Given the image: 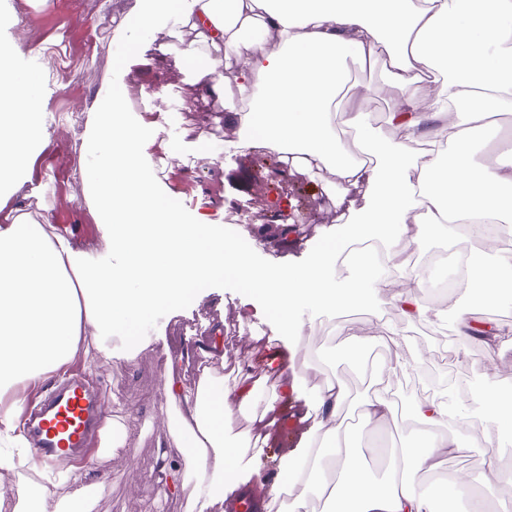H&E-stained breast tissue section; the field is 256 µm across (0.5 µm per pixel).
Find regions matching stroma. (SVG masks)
I'll list each match as a JSON object with an SVG mask.
<instances>
[{
    "label": "stroma",
    "instance_id": "stroma-1",
    "mask_svg": "<svg viewBox=\"0 0 512 512\" xmlns=\"http://www.w3.org/2000/svg\"><path fill=\"white\" fill-rule=\"evenodd\" d=\"M8 10L14 20L0 25V37L8 35L23 47L39 48V87L45 110L54 120L49 147L33 153L25 171L28 197L10 199L0 207V225L12 223L19 212L34 214L47 207L55 227L72 232L78 240L82 262L107 260L86 191L90 159L83 142L86 109L110 79L128 100L127 119L139 124L145 139L154 143L150 176L165 198H177L176 209L185 218L222 213L225 241L234 242L239 234L251 238L253 264L268 270L304 265L325 251L328 242H336L335 253L326 256V272L332 283L349 280L344 255L351 246L338 202L347 198L360 212L370 207V199L342 193L330 170L292 169L262 150L232 147L224 136L228 124L223 103L194 83L183 63L185 43L171 38L158 42L140 32L136 0H0V14ZM348 72L352 87L335 108L336 129L345 147L353 148L354 142L344 115L355 109L367 112L375 128L392 136L387 119L396 91L386 71L352 62ZM156 85L168 104L158 118L147 102L150 87ZM203 128L209 139L201 143L196 134ZM279 207L299 224L298 234L280 236V225L272 217ZM418 295L444 310V317L411 322L399 308H379L370 299L340 311L305 302L298 306L293 326L285 328L266 316L262 301L232 275L209 280L206 288L141 319L138 340L146 348L134 363H104L84 356L71 362V369L91 373L100 383L106 405L120 404L129 413V435L115 448L97 443L88 466L65 463L42 477L56 486L92 485V512H146L155 500L159 512H191L199 491L195 478L177 477L168 497H157L164 467L181 466L170 432L176 411L166 398L165 382L171 371L195 380L206 369L223 375L229 387L247 375L260 378L264 388L257 395V407L273 400L279 403L280 424L258 454L243 460L240 471L241 479L271 494L281 483L282 463L306 450L307 434L320 417L317 388L338 383L354 400L368 387L369 372L349 357L347 333L340 331L344 324L366 345L370 357L403 348L416 355L419 367L427 372L442 377L471 372L474 389L497 395L512 389V345L488 347L458 330L462 319L512 329V300L474 304L465 287L441 295L424 287ZM212 339L224 351L223 362L208 360L203 367H194L192 353ZM171 355L178 358L172 367L167 364ZM274 357L283 377L270 373L268 363ZM387 384L397 397L396 423L380 425L373 438L359 421L344 427L347 445L379 481L387 471L380 447H409L413 424L408 412L430 397L428 386L409 375L388 379ZM465 431L477 438V445L456 449L437 469L420 470L424 485L448 486L461 479L479 489L497 479L500 460L512 451V433L477 417L469 419ZM164 452L169 455L165 462L160 459Z\"/></svg>",
    "mask_w": 512,
    "mask_h": 512
}]
</instances>
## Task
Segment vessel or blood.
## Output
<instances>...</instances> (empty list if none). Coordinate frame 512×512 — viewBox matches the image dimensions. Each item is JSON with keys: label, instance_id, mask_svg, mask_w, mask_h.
<instances>
[{"label": "vessel or blood", "instance_id": "obj_1", "mask_svg": "<svg viewBox=\"0 0 512 512\" xmlns=\"http://www.w3.org/2000/svg\"><path fill=\"white\" fill-rule=\"evenodd\" d=\"M105 416L100 391L80 377L59 382L26 418V430L38 465L89 458Z\"/></svg>", "mask_w": 512, "mask_h": 512}]
</instances>
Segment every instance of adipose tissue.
<instances>
[{
	"instance_id": "adipose-tissue-1",
	"label": "adipose tissue",
	"mask_w": 512,
	"mask_h": 512,
	"mask_svg": "<svg viewBox=\"0 0 512 512\" xmlns=\"http://www.w3.org/2000/svg\"><path fill=\"white\" fill-rule=\"evenodd\" d=\"M143 30L189 35L184 52L197 84L224 102L239 130L240 148H262L284 164L304 170L326 168L347 189L372 198L371 209L351 215V241L381 240L384 257L360 251L350 259L354 276L331 285L324 257L281 271L254 268L245 253L225 244L209 217L190 222L169 208L146 173L151 142L125 119V96L104 83L90 108L85 146L105 144L87 176L89 198L104 238L118 261L84 264L73 237L50 230L49 213L18 214L0 226V393L13 391L0 407V469L12 464L11 446L23 438L16 417L34 385L75 359L133 362V348L114 349L116 332L132 333L146 312L176 302L200 281L234 274L259 296L283 325L295 305L308 299L340 310L373 295L378 306L395 305L416 321L441 318L416 292L393 291L395 277L423 284L405 264L410 243L454 237L463 224L512 222V162L498 167L470 160L474 130L494 139L490 117L512 109V0H137ZM272 46L257 51L258 37ZM224 70L216 72L215 59ZM17 52L0 41V203L23 195L19 169L29 150L50 143L40 94L17 75ZM385 64L399 97L389 115L394 140L376 137L365 113H348L355 148L336 137L332 105L347 76L348 58ZM438 87L421 101L424 81ZM450 119L447 140L426 139L434 118ZM427 147L415 151L414 142ZM374 157L366 165L365 157ZM467 286L488 302L512 295V254L469 258ZM410 356L373 361L377 387L360 400L364 425L394 420L386 379L407 374ZM165 391L177 406L181 429L172 435L185 471L213 469L237 484L241 463L258 445L235 432L233 413L251 405L255 387L223 378L192 381L167 377ZM323 410L311 428L306 456L289 460L281 478L291 512H308V500L325 501V512H436L446 488L419 487V470H433L441 457L463 447L467 423L455 403L427 400L409 411L412 446L398 449L384 482H375L362 460L343 448L336 424L347 396L336 384L319 389ZM30 512H89L84 494L52 497L40 483L22 490Z\"/></svg>"
}]
</instances>
